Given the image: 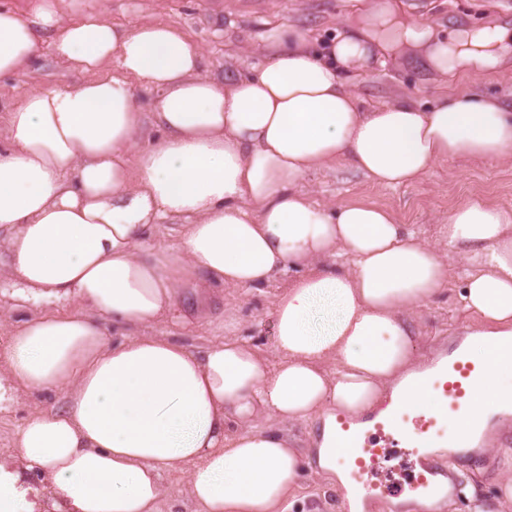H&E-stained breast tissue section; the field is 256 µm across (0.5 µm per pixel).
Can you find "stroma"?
I'll return each mask as SVG.
<instances>
[{
  "label": "stroma",
  "mask_w": 512,
  "mask_h": 512,
  "mask_svg": "<svg viewBox=\"0 0 512 512\" xmlns=\"http://www.w3.org/2000/svg\"><path fill=\"white\" fill-rule=\"evenodd\" d=\"M67 16L76 19L91 10H104L112 24L127 26L160 19L181 28L201 50V71L234 78L247 73L258 60L259 47L275 25L288 22L329 42L345 26L353 0H65ZM409 16L430 21L445 30L463 26L505 24L512 27V0H403ZM85 75L43 51L31 69L0 78V115L23 92L49 86L69 85ZM475 90L504 103L512 102V64L502 70L466 72L436 81L413 58H396L376 67L355 88L360 106L396 97L420 104L443 93ZM301 188L317 203L338 205L363 201L389 210L398 223L409 225L428 245L442 246L440 235L449 211L472 198H482L512 210V162L455 160L437 165L423 181L408 186L371 184L353 168L308 172ZM466 260L451 252L448 284L428 304L406 310L415 330L419 358L433 355L444 337L473 327L459 298ZM288 282L280 276L261 289L240 292L215 284L206 287L209 305L197 311L198 325L188 341L201 347L235 336L254 345L266 357L274 355L271 311L275 297ZM61 398L18 393L0 405V463L17 464L14 443L24 421L32 413L61 406ZM505 431L493 428L479 467L467 470L465 484L476 487L486 512H495L500 496V474L512 463L505 450ZM289 512H346L343 487L332 486L318 465H310L292 496Z\"/></svg>",
  "instance_id": "35a3bbf8"
}]
</instances>
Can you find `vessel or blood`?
Instances as JSON below:
<instances>
[{
  "label": "vessel or blood",
  "mask_w": 512,
  "mask_h": 512,
  "mask_svg": "<svg viewBox=\"0 0 512 512\" xmlns=\"http://www.w3.org/2000/svg\"><path fill=\"white\" fill-rule=\"evenodd\" d=\"M470 341L459 333L429 372L408 380L405 394L426 393L427 406L399 404L364 416L359 421L336 422L332 439L336 462L349 471L352 486H365L369 493L389 498L390 512H400V488L368 483L382 462L390 461L397 449H405L418 470L413 488L418 493L419 512H441L448 498L460 497L464 480L460 462L480 464L483 439L477 428H451L450 419L471 404L477 387L487 375L485 364L473 361Z\"/></svg>",
  "instance_id": "b4317fda"
}]
</instances>
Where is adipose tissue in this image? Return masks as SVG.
<instances>
[{
    "mask_svg": "<svg viewBox=\"0 0 512 512\" xmlns=\"http://www.w3.org/2000/svg\"><path fill=\"white\" fill-rule=\"evenodd\" d=\"M346 31L316 47L274 27L253 74H200L201 51L164 22L65 19L62 0L0 8V76L43 46L88 80L24 92L0 117V285L19 317L0 352V403L63 396L18 432L20 466L0 465V512H158L163 475H187L195 512H288L311 461L334 478L336 415L374 410L413 363L404 310L435 298L448 264L385 208L320 205L297 184L346 164L394 187L436 164L512 159V106L472 92L423 109L361 108L352 84L416 49L433 77L503 69L512 28L440 34L401 0H356ZM141 90L157 91L158 138L140 147ZM174 245L153 242L163 222ZM469 269L461 300L478 335L512 338V211L480 199L448 214ZM289 274L272 311L276 363L235 338L192 347L179 286L197 276L250 291ZM489 374L460 424L512 402V351L474 344ZM323 429L297 447L287 426Z\"/></svg>",
    "mask_w": 512,
    "mask_h": 512,
    "instance_id": "adipose-tissue-1",
    "label": "adipose tissue"
}]
</instances>
